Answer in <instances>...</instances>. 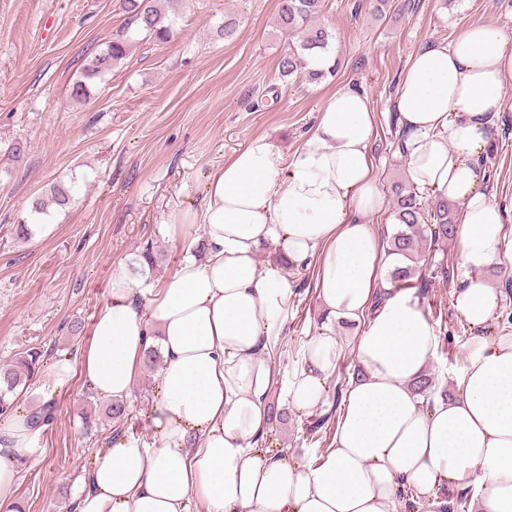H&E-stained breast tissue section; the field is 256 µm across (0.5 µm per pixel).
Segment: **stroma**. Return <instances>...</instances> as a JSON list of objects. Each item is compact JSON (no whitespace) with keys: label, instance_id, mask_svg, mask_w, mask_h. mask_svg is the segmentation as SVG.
Here are the masks:
<instances>
[{"label":"stroma","instance_id":"35a3bbf8","mask_svg":"<svg viewBox=\"0 0 512 512\" xmlns=\"http://www.w3.org/2000/svg\"><path fill=\"white\" fill-rule=\"evenodd\" d=\"M314 24L334 35L335 76L318 84L284 83L277 61L297 35L274 33L279 0H182L167 42L135 35L112 71L93 81L89 98L69 92L84 66L122 34L121 0H0V364L29 349L45 362L80 360L96 314L110 299L112 277L124 275L141 296L167 278L202 233L192 214L210 175L251 137L264 135L293 157L329 95L351 84L364 89L375 112L370 153L383 193L408 175L397 142L393 101L411 52L449 42L477 20L512 30V0H323ZM239 27L225 39V17ZM508 109L481 165L488 191L512 229V82ZM20 158H11L13 145ZM66 181L74 200L49 207L50 234L29 240L15 228L34 199ZM180 224L172 235L170 224ZM152 241L160 260L134 271L140 243ZM430 275L415 297L441 336L428 371L439 389L453 388L470 329L453 307L463 276L455 243L434 248ZM288 319L275 353V392L285 399L296 343H309L322 320L311 270L288 272ZM156 369L141 366L127 400L128 425L153 441L150 414ZM52 421L26 454L18 485L23 512H68L93 460L112 437L106 399L83 374L52 395ZM304 419L270 432L274 447L309 461Z\"/></svg>","mask_w":512,"mask_h":512}]
</instances>
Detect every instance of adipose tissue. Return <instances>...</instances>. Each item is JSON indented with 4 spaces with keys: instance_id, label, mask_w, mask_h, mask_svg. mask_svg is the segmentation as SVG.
Wrapping results in <instances>:
<instances>
[{
    "instance_id": "obj_1",
    "label": "adipose tissue",
    "mask_w": 512,
    "mask_h": 512,
    "mask_svg": "<svg viewBox=\"0 0 512 512\" xmlns=\"http://www.w3.org/2000/svg\"><path fill=\"white\" fill-rule=\"evenodd\" d=\"M509 81L512 33L479 21L450 43L415 49L394 103L412 183L457 207L466 277L454 306L474 334L450 397L429 405L412 389L437 335L413 296L385 278L406 259L364 222L385 198L369 152L371 101L348 84L329 96L292 160L260 135L211 175L198 215L205 261L185 258L145 302L113 276L80 362L61 357L41 375L43 387L61 390L79 369L96 394L122 400L146 351L162 355L154 442L110 443L74 512H396L401 490L433 504L444 484L474 489L483 512H512V329L484 335L500 295L480 276L511 263L512 251L478 165ZM268 244L288 263H314L325 314L288 381L295 415L328 396L334 325L359 329L363 375L342 396L331 448L310 465L258 444L288 318L286 276L257 259ZM40 435L21 408L0 424V512H17L18 459Z\"/></svg>"
}]
</instances>
